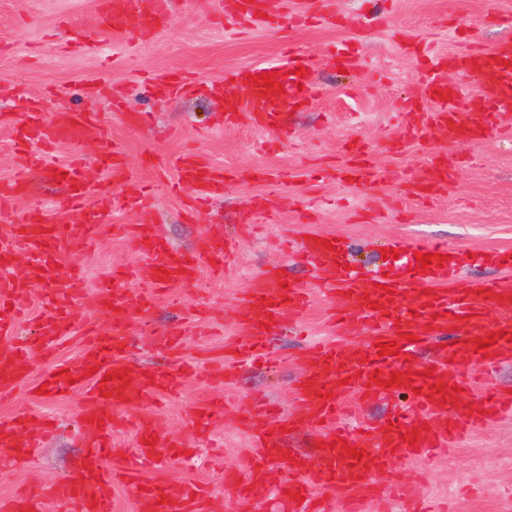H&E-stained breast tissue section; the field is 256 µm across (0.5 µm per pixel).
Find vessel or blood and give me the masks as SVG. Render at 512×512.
<instances>
[{
    "mask_svg": "<svg viewBox=\"0 0 512 512\" xmlns=\"http://www.w3.org/2000/svg\"><path fill=\"white\" fill-rule=\"evenodd\" d=\"M322 0H301L290 17L269 12L267 0H218L220 17L243 26L278 30L283 20L296 24L327 22L341 25L333 11H323ZM173 22L168 0H150L140 10L136 0H102L96 24L106 32H118L148 42ZM308 56L284 47L279 62L226 70L224 81L208 88L179 70L148 79L147 93L183 95L204 90L221 100L224 122L233 126L241 115L269 132L282 128V119L294 106H307L316 96ZM423 94L411 99L405 129L393 141V151L421 140L424 132L438 134L451 146L475 144L499 129L504 115L512 113V37L505 36L488 49L469 46L421 63ZM272 75L271 86L259 83ZM478 78L485 94L462 99L460 78ZM13 145L29 168L46 165L54 145H96L97 160L107 176L99 184L86 177V162L75 158L62 171L66 192L63 206L73 212L69 224L51 223L38 211H30L12 223L9 235L0 238V257L14 256L18 248L36 255L18 276L0 274V396L26 382L33 356L45 364L37 385L57 398L79 390L86 401L81 419L87 431V449L80 463L46 492L29 491L0 503V512H45L48 501L68 506L70 512H112V487L122 483L139 501L140 512H208L204 486L193 481L172 482L160 470L166 457L185 456L183 443H155L152 420L134 423L138 445L121 461L112 457V435L125 419L122 408L152 400L157 393L176 394L182 374H159L129 358L131 342L127 318L151 307L172 285L197 284L203 269L227 275L238 259L236 241L215 237L192 249H179L161 236L151 217L127 225L125 234L149 265L148 278L132 268L113 269L110 279L98 286V304L111 310L112 325L89 330L77 358L60 361L62 342L73 331L78 312L73 306L82 294L81 270H73L59 282L61 256L81 250L101 234L99 215L121 204L144 206L146 189L126 176V155L111 141L94 113L68 111L62 122H49L45 112L28 106L12 120ZM177 182L192 186L200 202L222 195L234 172L213 165L201 155L184 152L169 159ZM331 178L345 183L372 181L376 171L365 145L343 152L332 166ZM454 173L438 157H430L406 179L420 199L446 193ZM264 185L241 213L251 223L257 212L269 211L285 175L267 168L253 174ZM393 248L405 253L406 263L386 274L362 280L349 271L350 250L344 239L324 233L305 235L299 255L322 273V287L332 299V321L342 337L309 347L303 358L297 388L301 416L283 414L273 403L259 401L243 426L252 446L244 474H231L226 482L232 494L253 502L258 512H361L365 502L384 497L412 500L415 492L404 483L398 461L446 449L449 444L482 427L489 420L512 411V390L489 386L473 404H465L471 387L466 373L480 365L492 373L512 360V277L489 278L463 284L465 260L461 252L440 243L396 240ZM432 254L426 269H419L416 254ZM44 292L37 315L36 336L18 339L19 319L33 285ZM309 305L307 288L285 283L279 270L262 273L244 297L238 312L240 328L229 349L239 360L259 355L276 332H298ZM371 320L376 333L369 343H351L361 322ZM451 338L434 357L418 360L428 339L442 333ZM488 341L485 350L476 344ZM393 344V353L380 355V344ZM408 392L405 411L391 422L369 424L351 432L341 421L348 397L363 401L386 399ZM29 418L0 425V447L11 449L14 464H26L38 439ZM313 427L320 431L316 467L302 457H286L282 426Z\"/></svg>",
    "mask_w": 512,
    "mask_h": 512,
    "instance_id": "vessel-or-blood-1",
    "label": "vessel or blood"
}]
</instances>
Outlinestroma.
I'll return each mask as SVG.
<instances>
[{"label":"stroma","mask_w":512,"mask_h":512,"mask_svg":"<svg viewBox=\"0 0 512 512\" xmlns=\"http://www.w3.org/2000/svg\"><path fill=\"white\" fill-rule=\"evenodd\" d=\"M334 2L346 26L313 23L297 29L286 22L267 32L242 30L230 19L216 22L215 0H175L172 26L155 42L140 44L128 36H101L94 23L96 0H0V113L18 114L26 99L45 105L54 121L69 109L95 113L111 138L123 144L128 174L151 185L152 214L175 247L191 248L216 232L238 234L240 260L229 276L206 273L196 286L172 287L144 313L129 319L134 326L146 318L166 328L178 312L174 301H182V356L203 348L223 355L225 341L237 334L235 312L241 298L274 266L284 270L289 281L311 289L306 317L311 336L335 340L327 311L330 297L317 270L300 261L295 251L278 247L284 240L300 241L311 231L348 238L355 248L354 264L365 272L387 267L382 249L396 238L439 241L464 251L512 250V138L450 148L433 136L397 152L391 148L402 130L408 100L422 93L419 65L401 52L399 35L427 36L443 54L463 49L472 39L489 48L512 34V0H391L392 18L384 28L369 20V0ZM453 18L468 26L469 38L449 27ZM285 41L313 60L318 95L312 107L286 114L278 133L260 131L246 117L235 127H225L219 102L206 94L153 98L140 85L148 75L179 69L202 82L220 81L226 69L275 62ZM344 41L358 45L362 65L342 74L330 50ZM96 79L110 84L111 94H84L85 82ZM141 114L149 115L148 123H137ZM349 140L367 146L376 169L374 181L349 186L326 177L327 166ZM96 151L91 144H62L49 155L47 171L29 172L14 151L10 128L0 125V179L24 173L29 181L25 198L0 208L15 218L38 208L53 223H69V213L57 205L62 191L51 169L80 154L89 161L90 180H103L102 170L92 162ZM185 151L239 174L225 186L223 197L201 212L189 209L193 188H175L173 172L150 163L151 158ZM435 153L453 160L455 180L446 194L425 202L401 175ZM257 168L282 170L287 179L274 213L257 216L254 229L239 234L235 226L240 211L263 190L248 176ZM140 218L128 208L102 212L105 235L84 253L60 260L65 269L81 265L85 287L76 303L96 324L109 323L97 310V283L114 267L147 265L121 234L123 225ZM304 346L302 337L275 336L264 362L244 369L240 378H189L178 395L157 396L125 415L154 419L161 440L177 439L190 448V456L166 462L165 474L204 484L212 512H251L225 484L226 471L245 470L251 451L241 421L257 396L285 413L299 414L295 387ZM217 397L228 411L208 432H200L193 418ZM82 400L78 392L46 400L29 383L0 399V424L36 414L52 427L29 464L5 463L0 449V501L29 488L50 487L79 461L85 451ZM396 468L418 494L433 502H451L453 512H512V413L492 419L446 452L405 459Z\"/></svg>","instance_id":"35a3bbf8"}]
</instances>
